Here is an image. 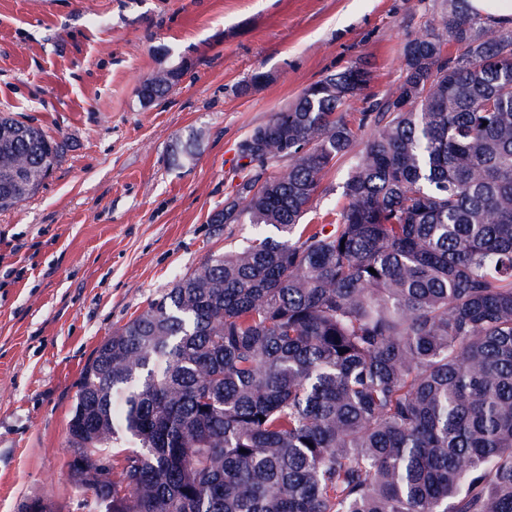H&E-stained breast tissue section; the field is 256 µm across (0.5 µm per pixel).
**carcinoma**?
<instances>
[{
    "instance_id": "cac0c4a2",
    "label": "carcinoma",
    "mask_w": 512,
    "mask_h": 512,
    "mask_svg": "<svg viewBox=\"0 0 512 512\" xmlns=\"http://www.w3.org/2000/svg\"><path fill=\"white\" fill-rule=\"evenodd\" d=\"M368 81L328 75L241 141L265 135L218 223L278 237L211 257L95 350L68 422L83 512H512V29L445 0L358 108ZM367 126L331 229L305 222ZM60 150L1 114L0 210Z\"/></svg>"
}]
</instances>
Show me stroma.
<instances>
[{"instance_id":"stroma-1","label":"stroma","mask_w":512,"mask_h":512,"mask_svg":"<svg viewBox=\"0 0 512 512\" xmlns=\"http://www.w3.org/2000/svg\"><path fill=\"white\" fill-rule=\"evenodd\" d=\"M441 0H0V111L62 149L38 191L0 210V512L40 497L81 512L68 420L93 351L180 275L253 236L211 215L240 181L238 144L329 74L360 65L381 99ZM182 68L164 98L141 82ZM266 82L249 86L255 72ZM192 160L172 162L189 134ZM370 137L325 177L335 208Z\"/></svg>"}]
</instances>
